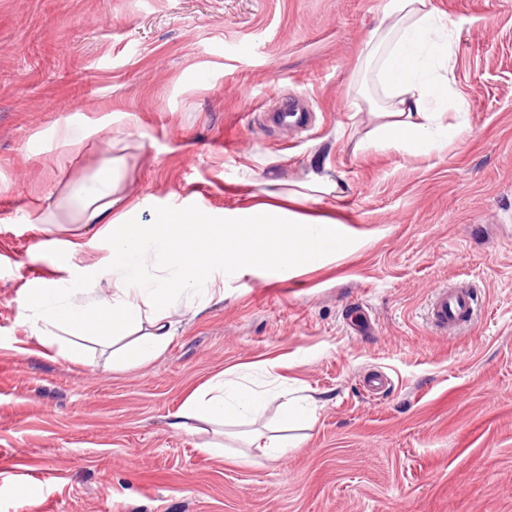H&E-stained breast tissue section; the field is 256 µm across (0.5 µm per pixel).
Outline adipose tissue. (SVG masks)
Returning a JSON list of instances; mask_svg holds the SVG:
<instances>
[{"label":"adipose tissue","mask_w":512,"mask_h":512,"mask_svg":"<svg viewBox=\"0 0 512 512\" xmlns=\"http://www.w3.org/2000/svg\"><path fill=\"white\" fill-rule=\"evenodd\" d=\"M452 44L451 27L432 0H387L365 43L363 64L371 82L358 84L357 93L375 125L358 148L388 145L420 155L447 146L457 128L443 117L462 111L463 102L447 76L434 75L433 67L447 64ZM49 135L79 149L92 137L111 138L112 122L86 118L54 126ZM123 177L120 159L104 151L90 176L73 182L54 205L36 207L25 216L39 230L68 209L80 222L98 225L108 243L102 263L85 265L79 259L82 243L65 242L56 260L70 273V288L36 282L27 290L30 335L50 342L57 334L67 335L64 351L76 363L84 361L90 341L112 348L115 368L145 364L170 345L173 334L164 321L185 295L223 293L228 272L262 268L285 274L295 267L319 266L347 248L334 221L295 213L298 199L292 195L225 212L220 220L191 210L158 212L141 222L136 218L140 202L119 195ZM84 286L93 289V297L72 301V288ZM124 337L128 345L117 347ZM272 404L278 407L279 428L257 437L237 459L241 465H256L297 447L296 433L314 419L315 402L219 378L186 398L173 426L183 430L194 423L250 422Z\"/></svg>","instance_id":"obj_1"}]
</instances>
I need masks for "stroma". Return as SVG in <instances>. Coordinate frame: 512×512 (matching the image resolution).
I'll use <instances>...</instances> for the list:
<instances>
[{
	"instance_id": "stroma-1",
	"label": "stroma",
	"mask_w": 512,
	"mask_h": 512,
	"mask_svg": "<svg viewBox=\"0 0 512 512\" xmlns=\"http://www.w3.org/2000/svg\"><path fill=\"white\" fill-rule=\"evenodd\" d=\"M451 22L457 137L412 155L355 150L373 126L350 83L386 0H0V512H512V0H432ZM308 100L306 128L273 124ZM112 116L122 195L142 217L217 214L323 177L305 203L350 248L318 268L227 275L224 295L179 306L167 350L116 370L89 344L75 363L31 338L26 287L69 280L21 222L88 175L44 133ZM94 224L50 236L107 251ZM470 281L481 312L443 336L432 291ZM368 313L373 335L351 316ZM246 363L318 402L298 448L235 466L247 425L179 431L190 392ZM393 380L369 397L368 372Z\"/></svg>"
}]
</instances>
